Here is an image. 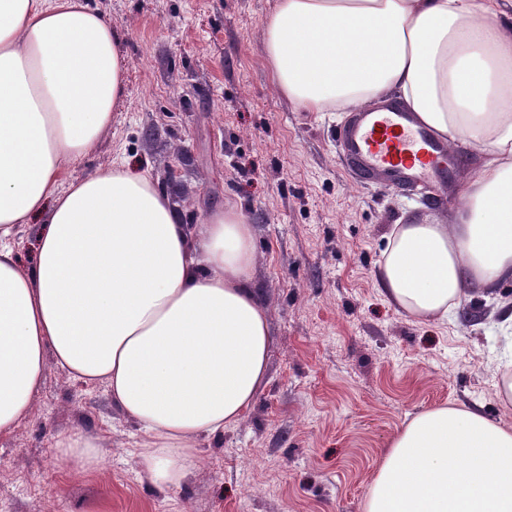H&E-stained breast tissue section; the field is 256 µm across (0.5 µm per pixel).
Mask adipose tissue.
<instances>
[{
	"label": "adipose tissue",
	"instance_id": "ef3b65f1",
	"mask_svg": "<svg viewBox=\"0 0 512 512\" xmlns=\"http://www.w3.org/2000/svg\"><path fill=\"white\" fill-rule=\"evenodd\" d=\"M512 0H277L265 52L278 91L312 112L398 93L449 148L480 157L452 219L393 225L386 302L442 323L512 279ZM119 36L87 0H0V435L25 419L44 358L106 384L140 436L138 465L182 487L208 436L235 426L268 372L269 312L252 286L253 231L233 206L180 223L146 173L98 169L62 186L125 92ZM45 221L33 271L7 240ZM57 446L98 468L96 442ZM363 512H512V426L441 406L391 439Z\"/></svg>",
	"mask_w": 512,
	"mask_h": 512
}]
</instances>
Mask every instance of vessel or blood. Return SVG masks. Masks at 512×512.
<instances>
[{"label": "vessel or blood", "mask_w": 512, "mask_h": 512, "mask_svg": "<svg viewBox=\"0 0 512 512\" xmlns=\"http://www.w3.org/2000/svg\"><path fill=\"white\" fill-rule=\"evenodd\" d=\"M338 141L359 176L384 186L426 184L445 174L451 157L446 142L388 98L355 112Z\"/></svg>", "instance_id": "1"}]
</instances>
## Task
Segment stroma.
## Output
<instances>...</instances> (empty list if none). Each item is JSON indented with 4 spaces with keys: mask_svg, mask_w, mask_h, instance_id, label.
Returning a JSON list of instances; mask_svg holds the SVG:
<instances>
[{
    "mask_svg": "<svg viewBox=\"0 0 512 512\" xmlns=\"http://www.w3.org/2000/svg\"><path fill=\"white\" fill-rule=\"evenodd\" d=\"M121 35L126 92L95 148L68 167L147 171L182 223L233 205L251 224L252 283L269 308L268 382L235 426L201 445L181 489L137 464V429L105 386L47 361L29 412L0 436V512H362L383 450L407 419L453 403L512 424L498 381L512 360V280L445 323L384 302L376 270L393 225L450 217L479 165L416 191L362 181L339 152L344 112L275 89L263 26L276 0H88ZM101 445L74 473L56 442Z\"/></svg>",
    "mask_w": 512,
    "mask_h": 512,
    "instance_id": "35a3bbf8",
    "label": "stroma"
}]
</instances>
